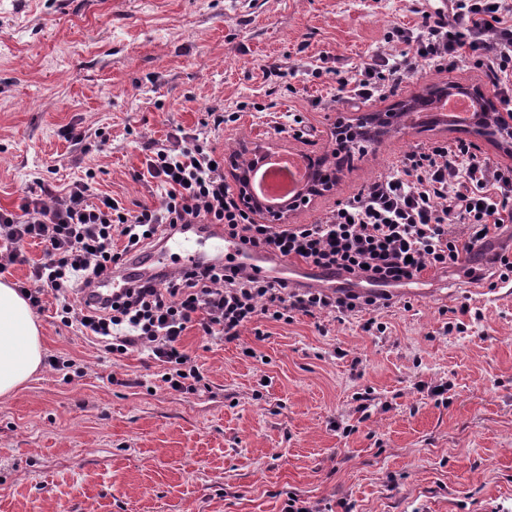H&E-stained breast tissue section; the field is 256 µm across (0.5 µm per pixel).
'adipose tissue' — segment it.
Wrapping results in <instances>:
<instances>
[{
    "label": "adipose tissue",
    "instance_id": "obj_1",
    "mask_svg": "<svg viewBox=\"0 0 512 512\" xmlns=\"http://www.w3.org/2000/svg\"><path fill=\"white\" fill-rule=\"evenodd\" d=\"M40 329L27 300L0 282V397L13 393L42 362Z\"/></svg>",
    "mask_w": 512,
    "mask_h": 512
}]
</instances>
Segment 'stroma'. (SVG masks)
Masks as SVG:
<instances>
[{"mask_svg": "<svg viewBox=\"0 0 512 512\" xmlns=\"http://www.w3.org/2000/svg\"><path fill=\"white\" fill-rule=\"evenodd\" d=\"M415 0H0V207L37 179L65 187L96 173L127 208L157 205L143 144L210 113L228 146L319 157L338 125L395 112L434 84L494 91L483 71L418 61L384 97L353 109L337 78L311 76L326 55L354 71L396 26L416 27ZM286 78L266 76L268 68ZM310 135L277 132L289 114ZM81 131L73 144L62 132ZM512 165L500 144L446 124L392 127L353 154L330 189L289 212L314 224L416 147L457 141ZM464 266L424 275L420 293L363 316L261 320L235 343L187 331L208 386H160L147 353L119 360L37 314L44 364L0 398V512H282L289 496L321 512H512V294ZM469 305L461 314V305ZM462 319L465 332H449ZM88 367L70 380L49 359ZM448 383L447 398L429 389ZM350 433H343V426Z\"/></svg>", "mask_w": 512, "mask_h": 512, "instance_id": "stroma-1", "label": "stroma"}]
</instances>
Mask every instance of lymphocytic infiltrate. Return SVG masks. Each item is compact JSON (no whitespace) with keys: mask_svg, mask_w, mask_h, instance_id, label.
I'll return each mask as SVG.
<instances>
[{"mask_svg":"<svg viewBox=\"0 0 512 512\" xmlns=\"http://www.w3.org/2000/svg\"><path fill=\"white\" fill-rule=\"evenodd\" d=\"M422 22L394 28L387 39L403 44L380 53L357 73L340 78L339 96L366 102L384 96L420 58L443 69L465 60L483 70L503 105L512 104V0H448L431 11L417 0ZM148 175L164 192L157 206L130 210L95 187L94 172L67 188L39 183L14 211L0 209V274L28 264L26 241L44 247L20 294L34 311L54 299L67 327L122 356L147 352L160 380L186 394L204 387L205 375L182 338L197 329L203 338L231 343L260 319L292 322L295 315L337 319L363 313L364 331H383L376 319L380 296L341 295L290 287L286 280L257 278L240 268L197 263L186 271L131 281L116 298L93 304L83 294L125 256L156 246L182 224H220L246 251L297 259L330 269L344 280L388 286L444 272L458 265L497 230L512 224V166L492 163L472 145L435 143L409 153L402 170L385 172L337 204L316 224L291 227L256 221L224 180V159L205 132L152 140Z\"/></svg>","mask_w":512,"mask_h":512,"instance_id":"lymphocytic-infiltrate-1","label":"lymphocytic infiltrate"}]
</instances>
